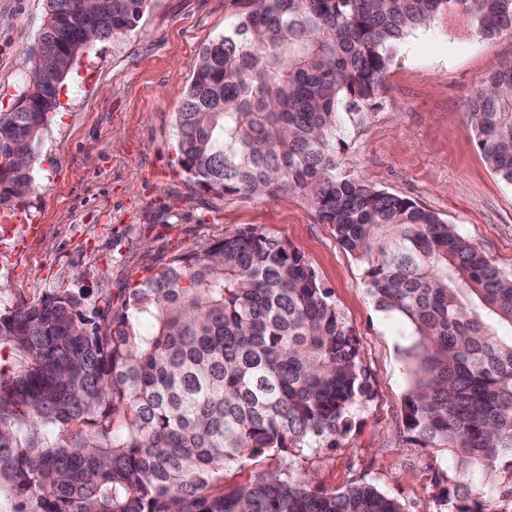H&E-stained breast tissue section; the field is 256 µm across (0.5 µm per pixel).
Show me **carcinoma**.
<instances>
[{
    "label": "carcinoma",
    "mask_w": 512,
    "mask_h": 512,
    "mask_svg": "<svg viewBox=\"0 0 512 512\" xmlns=\"http://www.w3.org/2000/svg\"><path fill=\"white\" fill-rule=\"evenodd\" d=\"M148 0H104L97 41ZM194 65L176 117L179 164L217 197L290 193L366 265L378 305L410 328V441L481 471L512 453V274L414 200L338 172L343 122L365 116L406 39L444 11L512 34V0H248ZM79 0H48L32 66L89 47ZM68 75L32 77L0 113V206L34 188L36 148ZM512 60L469 104L488 167L512 185ZM44 292L0 312V512H401L367 485L315 491L224 472L346 426L367 394L329 291L281 241L249 227L173 257L88 317Z\"/></svg>",
    "instance_id": "carcinoma-1"
}]
</instances>
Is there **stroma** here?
Here are the masks:
<instances>
[{"instance_id":"35a3bbf8","label":"stroma","mask_w":512,"mask_h":512,"mask_svg":"<svg viewBox=\"0 0 512 512\" xmlns=\"http://www.w3.org/2000/svg\"><path fill=\"white\" fill-rule=\"evenodd\" d=\"M245 8L244 0H149L135 29L91 44L76 59L19 212L40 230L25 237L0 229V312L46 291L81 295L91 311L175 255L256 227L297 250L328 288L368 395L351 408L335 447L253 457L227 470L225 485L276 470L328 492L368 485L403 512L465 508L479 490L485 512H512L502 494L512 483L511 454L484 474L454 469L438 449L409 443L408 328L377 306L364 264L342 248L332 225L289 194L205 193L178 166L176 114L194 64ZM47 11V0H0V112L11 110L31 80L29 52ZM503 58H512V35L487 40L469 15H438L405 42L376 106L346 122L336 156L341 173L412 198L512 273V185L488 168L465 123L468 100ZM453 473L459 484L451 502Z\"/></svg>"}]
</instances>
